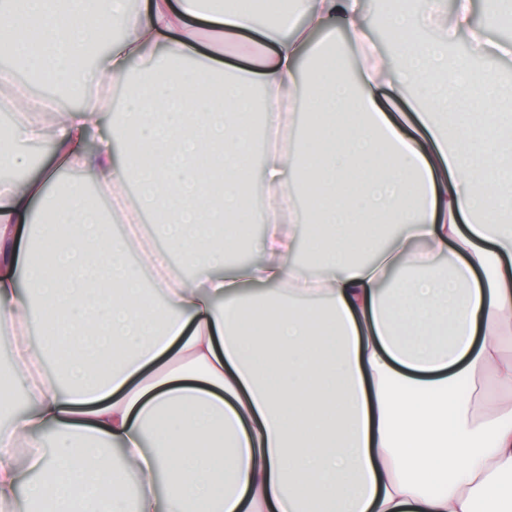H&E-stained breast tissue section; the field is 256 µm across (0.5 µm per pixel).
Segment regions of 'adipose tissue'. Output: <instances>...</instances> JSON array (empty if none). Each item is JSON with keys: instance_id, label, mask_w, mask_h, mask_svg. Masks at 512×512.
<instances>
[{"instance_id": "obj_1", "label": "adipose tissue", "mask_w": 512, "mask_h": 512, "mask_svg": "<svg viewBox=\"0 0 512 512\" xmlns=\"http://www.w3.org/2000/svg\"><path fill=\"white\" fill-rule=\"evenodd\" d=\"M472 5L417 0L388 19L382 54L365 0H289L269 24L218 0H111L98 27L0 0V55L39 75L32 45L56 44L57 82L82 90L41 112L0 71L13 115L0 163L28 168L36 144L52 154L36 175L0 178V341L13 350L0 512H512V187L489 163L512 156V119L500 76L473 64L512 46L484 41ZM112 27L110 50L76 72L83 43ZM339 29L352 67L304 57L316 34L332 51ZM462 35L479 53L449 56ZM105 77L129 104L93 141ZM387 90L407 111H387ZM258 118L281 145L237 172ZM65 171L113 206L96 212L74 189L57 208ZM257 183L263 232L228 264ZM299 191L318 242L305 264L281 215ZM146 210L189 276L171 277L144 236ZM40 214L50 279L31 261ZM133 254L157 264L163 305L144 298ZM487 376L499 393L477 397Z\"/></svg>"}]
</instances>
